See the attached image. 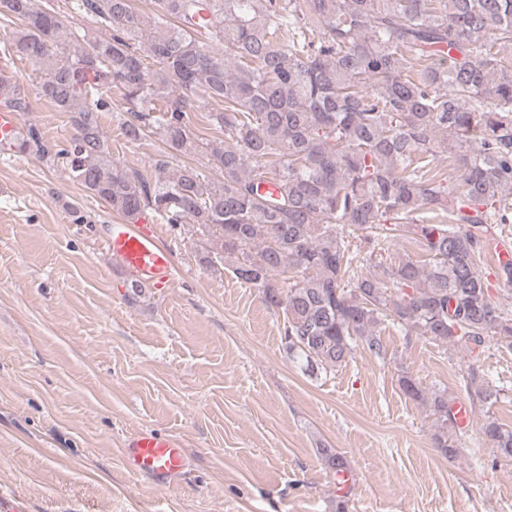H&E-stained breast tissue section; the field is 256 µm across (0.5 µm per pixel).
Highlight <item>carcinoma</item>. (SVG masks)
I'll return each instance as SVG.
<instances>
[{
    "label": "carcinoma",
    "instance_id": "obj_1",
    "mask_svg": "<svg viewBox=\"0 0 512 512\" xmlns=\"http://www.w3.org/2000/svg\"><path fill=\"white\" fill-rule=\"evenodd\" d=\"M70 6L110 35L81 36L36 0H0L4 36L38 67L41 96L70 114L75 131L52 155L30 125L18 149L62 160L130 220L149 213L196 225L204 262L228 264L282 311L289 360L328 375L360 345L380 356L377 326L386 321L477 359L490 336L512 349V311L481 270L492 225L512 223V0ZM202 36L224 44V57L206 51ZM199 98L223 105L208 120L224 140L193 130ZM0 104L28 111L24 85L12 83ZM105 112L128 141L163 143L154 182L112 159ZM441 154L454 160L450 175L437 170ZM182 155L207 157L222 181L188 165L170 170ZM270 181L275 194L262 191ZM388 239L414 244L416 255L383 264L375 251ZM364 262L373 273L357 274ZM464 382L480 402H498L477 363ZM399 385L430 408L436 446L455 456L448 395L407 374ZM481 431L492 463L512 460V426L488 414ZM321 454L336 474L350 472L339 453Z\"/></svg>",
    "mask_w": 512,
    "mask_h": 512
}]
</instances>
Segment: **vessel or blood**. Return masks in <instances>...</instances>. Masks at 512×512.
<instances>
[{
  "instance_id": "vessel-or-blood-1",
  "label": "vessel or blood",
  "mask_w": 512,
  "mask_h": 512,
  "mask_svg": "<svg viewBox=\"0 0 512 512\" xmlns=\"http://www.w3.org/2000/svg\"><path fill=\"white\" fill-rule=\"evenodd\" d=\"M19 133L16 112L0 107V153L16 151ZM102 243L113 262L141 282L160 291L173 283V254L152 225H108ZM122 455L133 474L150 479L157 487L169 486L186 465L179 442L154 429H141L128 436Z\"/></svg>"
}]
</instances>
